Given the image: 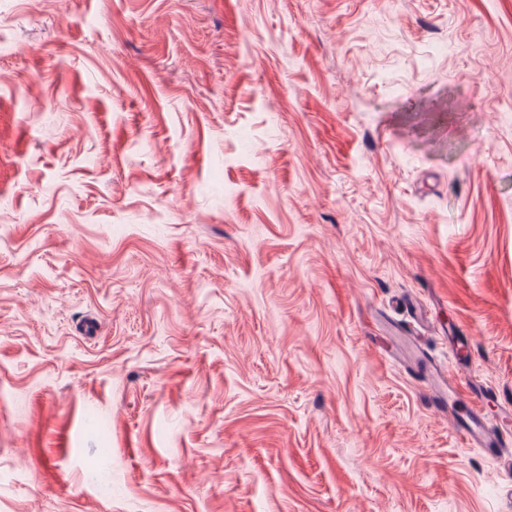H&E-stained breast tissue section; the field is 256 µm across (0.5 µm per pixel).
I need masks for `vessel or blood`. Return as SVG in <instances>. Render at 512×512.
Listing matches in <instances>:
<instances>
[{
    "label": "vessel or blood",
    "mask_w": 512,
    "mask_h": 512,
    "mask_svg": "<svg viewBox=\"0 0 512 512\" xmlns=\"http://www.w3.org/2000/svg\"><path fill=\"white\" fill-rule=\"evenodd\" d=\"M434 338L447 342V362H427L422 381L432 407L446 415L463 445L512 468V406L502 403L471 364L460 355L458 337L446 329H435Z\"/></svg>",
    "instance_id": "obj_1"
}]
</instances>
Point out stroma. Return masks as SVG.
I'll use <instances>...</instances> for the list:
<instances>
[{
    "mask_svg": "<svg viewBox=\"0 0 512 512\" xmlns=\"http://www.w3.org/2000/svg\"><path fill=\"white\" fill-rule=\"evenodd\" d=\"M412 295L512 400V0H0V512H512Z\"/></svg>",
    "mask_w": 512,
    "mask_h": 512,
    "instance_id": "stroma-1",
    "label": "stroma"
}]
</instances>
